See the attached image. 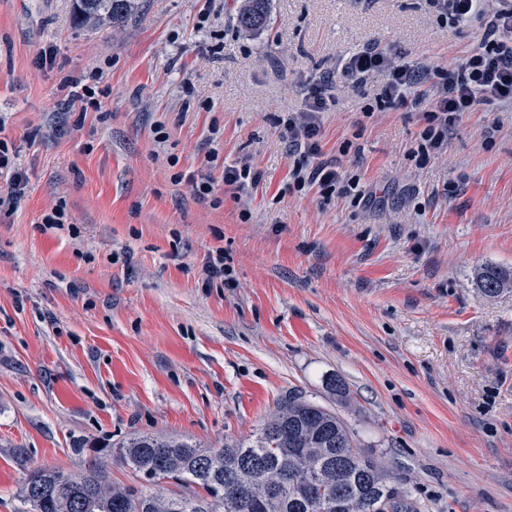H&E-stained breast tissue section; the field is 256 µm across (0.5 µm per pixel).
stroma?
<instances>
[{
    "label": "stroma",
    "mask_w": 512,
    "mask_h": 512,
    "mask_svg": "<svg viewBox=\"0 0 512 512\" xmlns=\"http://www.w3.org/2000/svg\"><path fill=\"white\" fill-rule=\"evenodd\" d=\"M140 3L110 26L76 23L72 0H0V138L27 176L0 213V512H22L43 467L180 491L110 445L219 448L294 394L335 407L418 512H512V292L474 280L512 271V109L468 114L422 161L421 115L364 116L378 81L335 68L367 45L446 65L481 31L425 0H270L255 31L244 0ZM48 46L52 70L35 64ZM65 74L98 76L100 111L73 104ZM327 78L321 159L362 200L288 176L280 119ZM245 160L262 178L238 200L224 167ZM179 172L210 179L215 202ZM61 201L66 224L44 225ZM219 250L230 277L205 286ZM270 0H246L238 16V23L246 30H258L268 23ZM475 278L479 292L488 298L497 297L506 290H512V275L493 266L480 268Z\"/></svg>",
    "instance_id": "1"
}]
</instances>
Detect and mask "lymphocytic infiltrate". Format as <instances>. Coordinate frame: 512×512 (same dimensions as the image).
I'll return each instance as SVG.
<instances>
[{"instance_id":"1","label":"lymphocytic infiltrate","mask_w":512,"mask_h":512,"mask_svg":"<svg viewBox=\"0 0 512 512\" xmlns=\"http://www.w3.org/2000/svg\"><path fill=\"white\" fill-rule=\"evenodd\" d=\"M439 15L458 24L482 28L481 43L461 64L397 62L386 49L365 47L343 57L338 65L344 76L361 83L372 76L384 78L378 97L384 107L421 113L426 146L440 148L448 131L466 113L501 104L512 106V0H426ZM330 98L326 87L308 88L303 110L289 113L285 136L301 159L290 176L298 188L318 186L331 195L339 182L332 164L320 161L321 116ZM12 143L0 139V212L16 208L26 188L24 174Z\"/></svg>"}]
</instances>
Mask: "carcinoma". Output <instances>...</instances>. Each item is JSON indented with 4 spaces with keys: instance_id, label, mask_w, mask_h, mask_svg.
I'll return each instance as SVG.
<instances>
[{
    "instance_id": "carcinoma-1",
    "label": "carcinoma",
    "mask_w": 512,
    "mask_h": 512,
    "mask_svg": "<svg viewBox=\"0 0 512 512\" xmlns=\"http://www.w3.org/2000/svg\"><path fill=\"white\" fill-rule=\"evenodd\" d=\"M269 0H245L238 23H268ZM138 0H73L79 22H125ZM481 295L512 290V275L487 266L476 273ZM115 460L148 482L173 479L183 493L142 495L112 485L100 471L73 475L40 468L22 491L26 512H416L376 457L336 411L295 395L252 437L202 448L154 435L131 437Z\"/></svg>"
}]
</instances>
